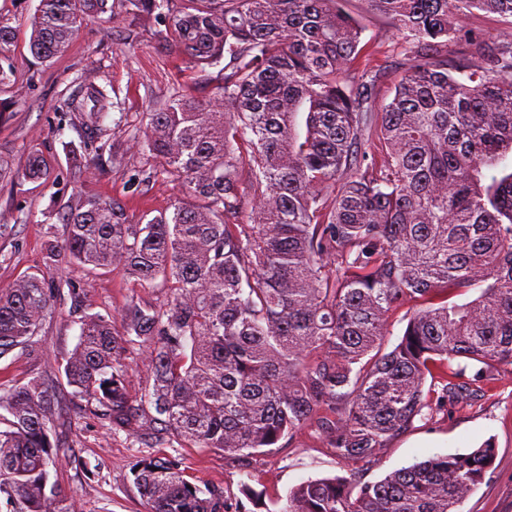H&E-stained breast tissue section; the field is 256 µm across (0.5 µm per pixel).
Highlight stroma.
<instances>
[{"label": "stroma", "mask_w": 512, "mask_h": 512, "mask_svg": "<svg viewBox=\"0 0 512 512\" xmlns=\"http://www.w3.org/2000/svg\"><path fill=\"white\" fill-rule=\"evenodd\" d=\"M37 4L38 0H0V21L11 25L15 33L13 54L0 66L8 74L0 84V100L12 103L9 116L0 122V156L8 158L12 170L0 179V288L35 272L50 280H88L92 286L85 298L87 310L117 316L131 299L159 302L160 289L139 287L119 269L92 278L83 267L64 259L50 266L45 263L48 235L61 233L62 227L45 224L43 213L51 197L69 196L77 186L63 145L82 139L78 129L58 128V100L77 77L111 82L116 105L110 130L113 140L120 141L125 130L145 126L153 103L164 100L174 87H183L200 98L211 97L220 82V70L191 72L181 55L158 47L151 24L115 23L106 17L83 27L65 53L48 61L37 59L29 50L28 27ZM349 7L360 15L366 28L368 54L362 65L375 68L396 63L397 36L387 21L369 11L364 0H350ZM34 152L48 159L49 177L35 182L18 180V172ZM90 188L126 202L132 215L169 207L178 195L176 184L161 179L151 182L141 194H131L124 176L109 168ZM69 309V303L54 302L39 333L40 353L16 350L0 359V382H25L35 376L49 380L55 391L58 437L90 467L85 474L63 463L51 470L50 479L76 501L79 512H148L130 473L132 465L147 456L178 457L188 481L220 485L234 495L244 471H251L252 486L264 491L269 506L302 481L347 473L348 464L336 459L325 435L314 425L246 468L205 448L173 449L166 444L137 448L125 436L109 435L98 418L81 411L59 366L74 348L79 332ZM487 440L497 448L494 473L465 501L463 512H512L510 372L502 373L485 396L442 407L431 418L416 421L413 428L389 443L378 463L366 465L360 476L362 481L375 482L400 467L436 454L466 452Z\"/></svg>", "instance_id": "stroma-1"}]
</instances>
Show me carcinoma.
Segmentation results:
<instances>
[{
    "label": "carcinoma",
    "mask_w": 512,
    "mask_h": 512,
    "mask_svg": "<svg viewBox=\"0 0 512 512\" xmlns=\"http://www.w3.org/2000/svg\"><path fill=\"white\" fill-rule=\"evenodd\" d=\"M346 2L39 0L29 21L39 59L110 11L152 22L190 69L221 66V84L209 99L174 89L145 129L101 141L94 157L64 143L80 175L106 156L130 191L166 178L191 201L134 219L91 191L54 199L48 218L63 235L48 239L47 265L120 268L166 300L90 313L91 280L27 275L0 288V358L34 350L65 296L80 333L63 373L107 432L250 459L314 423L337 458L361 467L416 420L512 370V0H365L402 39L384 98L389 68H359L364 27ZM478 12L505 31L490 41L467 27ZM13 40L0 24V61ZM112 105V89L84 80L57 111L99 136ZM135 155L145 164L128 166ZM48 168L33 153L21 178ZM408 304L387 351L389 314ZM128 345L147 349L152 380L135 395ZM51 399L40 377L0 384L9 512H76L50 468L88 463L60 443ZM495 458L488 439L376 482L355 469L310 479L276 512H462ZM131 474L149 512H248L224 488L187 481L177 457L143 458Z\"/></svg>",
    "instance_id": "carcinoma-1"
}]
</instances>
